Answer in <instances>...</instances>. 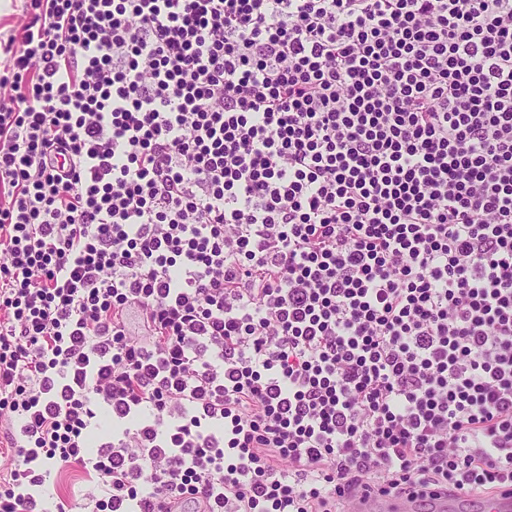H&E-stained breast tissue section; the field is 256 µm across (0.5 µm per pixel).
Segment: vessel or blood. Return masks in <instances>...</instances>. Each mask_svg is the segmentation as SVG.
Instances as JSON below:
<instances>
[{
  "label": "vessel or blood",
  "instance_id": "obj_1",
  "mask_svg": "<svg viewBox=\"0 0 512 512\" xmlns=\"http://www.w3.org/2000/svg\"><path fill=\"white\" fill-rule=\"evenodd\" d=\"M354 512H512V492L476 499L438 494L425 500L371 496L356 497Z\"/></svg>",
  "mask_w": 512,
  "mask_h": 512
}]
</instances>
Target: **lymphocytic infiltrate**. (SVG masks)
<instances>
[{
  "label": "lymphocytic infiltrate",
  "mask_w": 512,
  "mask_h": 512,
  "mask_svg": "<svg viewBox=\"0 0 512 512\" xmlns=\"http://www.w3.org/2000/svg\"><path fill=\"white\" fill-rule=\"evenodd\" d=\"M0 50V512L512 488V0H27ZM89 488L88 478L77 465H69L60 470L57 475L54 496L74 504L80 499L81 494Z\"/></svg>",
  "instance_id": "obj_1"
}]
</instances>
